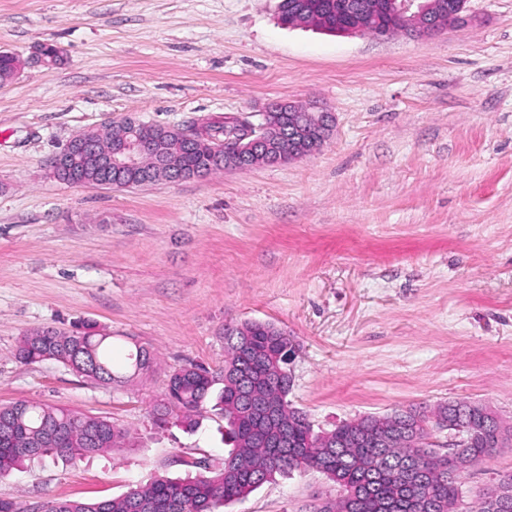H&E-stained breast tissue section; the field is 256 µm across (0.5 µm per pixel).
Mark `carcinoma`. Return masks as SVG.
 <instances>
[{"mask_svg":"<svg viewBox=\"0 0 512 512\" xmlns=\"http://www.w3.org/2000/svg\"><path fill=\"white\" fill-rule=\"evenodd\" d=\"M347 3L357 5L359 0H279V20L286 26L313 25L342 34ZM20 67L13 53L0 51V85L11 82ZM288 121L286 112L269 118L266 136L273 146L279 145ZM210 130V140L203 144L187 142L183 133L165 128L142 130L140 135L161 140L163 156L180 169L202 168L210 175L225 164L206 168L208 152L216 149L232 156L237 146L230 123ZM124 134L126 129L119 125L89 136L110 146ZM106 340L88 328L71 335L37 330L23 337L17 357L26 363L54 359L102 384L123 383L151 368L150 352L137 345L130 357L131 373L115 375L104 356ZM224 344L227 356L217 405L226 420L225 444L230 449L220 471L179 480L156 478L118 498L57 500L45 512H219L277 474L309 468L343 491L338 500H321L313 512H455L461 498L457 466L468 468L484 460L512 438V430L487 408L470 402H448L433 412V417L463 428L467 435L464 447L445 456L410 447L412 437L427 436L423 424L429 416L420 412L367 415L316 433L311 424L298 421L299 409L288 401V354L293 343L287 332L269 322L245 321L224 335ZM215 384L212 373L201 365L180 368L170 376L165 398L154 408L155 420L194 430ZM124 439L125 432L104 417L31 402L1 404L0 475L46 456L90 458L120 446ZM469 512H512V495L502 501L488 492L480 507Z\"/></svg>","mask_w":512,"mask_h":512,"instance_id":"1","label":"carcinoma"}]
</instances>
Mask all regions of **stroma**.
I'll list each match as a JSON object with an SVG mask.
<instances>
[{
  "mask_svg": "<svg viewBox=\"0 0 512 512\" xmlns=\"http://www.w3.org/2000/svg\"><path fill=\"white\" fill-rule=\"evenodd\" d=\"M278 0H0V404L104 416L123 447L0 477L22 512L112 499L192 461L223 467L225 421L161 427L169 375L220 372L224 327L291 336L288 399L320 432L370 414L486 406L512 426V0H468L462 28L334 35L286 27ZM56 46L57 63L37 61ZM276 101L335 116L314 155L132 188L54 179L75 135L135 116L191 129ZM92 326L114 372L98 384L16 358L38 328ZM512 472V445L460 476L462 512ZM340 489L316 470L224 512H311Z\"/></svg>",
  "mask_w": 512,
  "mask_h": 512,
  "instance_id": "obj_1",
  "label": "stroma"
}]
</instances>
